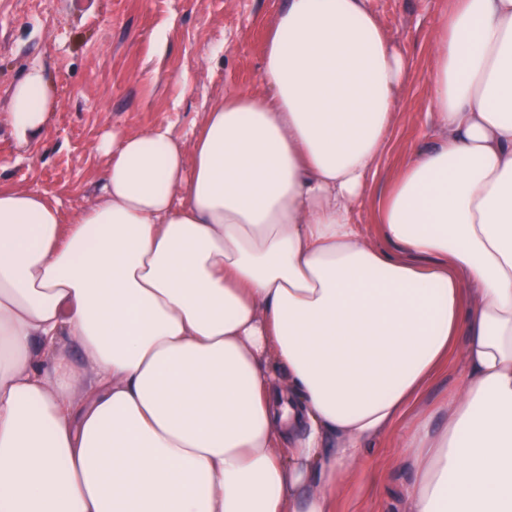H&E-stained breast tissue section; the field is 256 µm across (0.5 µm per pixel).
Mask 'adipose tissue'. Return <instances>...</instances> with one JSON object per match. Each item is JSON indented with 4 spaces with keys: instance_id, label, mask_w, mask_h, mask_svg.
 I'll list each match as a JSON object with an SVG mask.
<instances>
[{
    "instance_id": "1",
    "label": "adipose tissue",
    "mask_w": 512,
    "mask_h": 512,
    "mask_svg": "<svg viewBox=\"0 0 512 512\" xmlns=\"http://www.w3.org/2000/svg\"><path fill=\"white\" fill-rule=\"evenodd\" d=\"M434 27L440 138L373 198L378 244L353 212L412 74L364 0H286L267 93L103 139L71 222L0 186V512H336L458 350L401 512H512V0ZM52 106L31 70L11 124Z\"/></svg>"
}]
</instances>
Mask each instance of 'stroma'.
Listing matches in <instances>:
<instances>
[{
	"mask_svg": "<svg viewBox=\"0 0 512 512\" xmlns=\"http://www.w3.org/2000/svg\"><path fill=\"white\" fill-rule=\"evenodd\" d=\"M445 0H367L414 78L373 184L393 178L405 152L438 132L425 75L435 52L433 19ZM284 0H0V185L38 191L75 218L100 187L98 143L156 124L191 137L224 94L266 93V35ZM41 69L53 99L43 133L20 141L9 112L15 86ZM465 370L462 353L425 389L411 416L428 411ZM398 436L369 449L362 471L338 495V512H398L409 474L395 465Z\"/></svg>",
	"mask_w": 512,
	"mask_h": 512,
	"instance_id": "stroma-1",
	"label": "stroma"
}]
</instances>
